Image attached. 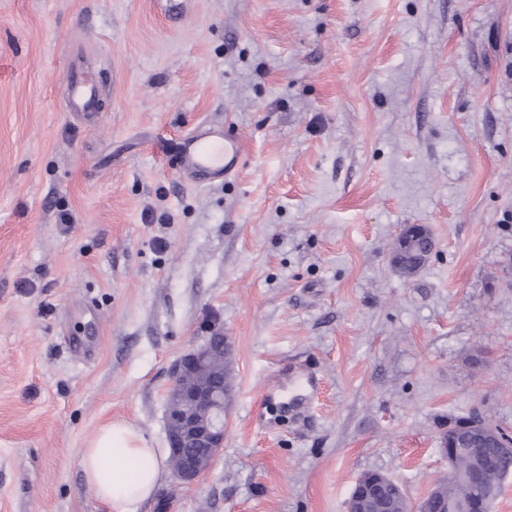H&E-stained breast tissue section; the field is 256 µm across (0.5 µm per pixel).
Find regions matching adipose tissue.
I'll return each instance as SVG.
<instances>
[{"label": "adipose tissue", "mask_w": 512, "mask_h": 512, "mask_svg": "<svg viewBox=\"0 0 512 512\" xmlns=\"http://www.w3.org/2000/svg\"><path fill=\"white\" fill-rule=\"evenodd\" d=\"M83 478L107 512H138L160 486L165 467L156 449L131 424H103L83 448Z\"/></svg>", "instance_id": "1"}]
</instances>
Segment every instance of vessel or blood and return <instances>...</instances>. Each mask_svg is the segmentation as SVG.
Listing matches in <instances>:
<instances>
[{"label":"vessel or blood","mask_w":512,"mask_h":512,"mask_svg":"<svg viewBox=\"0 0 512 512\" xmlns=\"http://www.w3.org/2000/svg\"><path fill=\"white\" fill-rule=\"evenodd\" d=\"M71 102L76 110L90 111L96 97L92 72L70 73L67 77ZM244 154L240 138L225 134L221 125L201 123L176 145L178 167L197 185L225 181L236 175Z\"/></svg>","instance_id":"1"}]
</instances>
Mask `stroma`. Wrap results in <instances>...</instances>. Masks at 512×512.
I'll use <instances>...</instances> for the list:
<instances>
[{
	"instance_id": "1",
	"label": "stroma",
	"mask_w": 512,
	"mask_h": 512,
	"mask_svg": "<svg viewBox=\"0 0 512 512\" xmlns=\"http://www.w3.org/2000/svg\"><path fill=\"white\" fill-rule=\"evenodd\" d=\"M204 121L245 159L199 188ZM214 320L224 448L140 512H346L374 470L415 502L455 420L512 435V0H0V512H106L80 456L115 418L168 457ZM71 102L78 111L90 112L96 97V77L92 72H71L67 77ZM178 167L195 185L225 181L236 175L244 154L240 138L224 126L201 123L176 144ZM407 234L411 238L406 244L399 246L398 253L391 259V264L400 275L411 277L420 271L429 260V258L426 259L417 271L412 272L427 253L423 241L421 239H414L413 236L415 234L421 236L428 235L431 238L432 236L428 226L425 224H408Z\"/></svg>"
}]
</instances>
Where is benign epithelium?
Returning a JSON list of instances; mask_svg holds the SVG:
<instances>
[{"label":"benign epithelium","instance_id":"7a95c632","mask_svg":"<svg viewBox=\"0 0 512 512\" xmlns=\"http://www.w3.org/2000/svg\"><path fill=\"white\" fill-rule=\"evenodd\" d=\"M229 349L224 329L215 326L200 345L174 365L173 383L167 395L166 430L169 461L175 477L184 486L193 485L208 471L224 448V404L229 393L224 388V371ZM474 435L490 437L496 441V447L512 452L511 437L496 434L476 416L462 419L442 439L450 474H458L457 459ZM461 476L474 485L475 493L449 512H491L494 490L483 485L480 468L475 466ZM388 480L387 475L377 471L363 474L347 500V512H395L394 506H384L376 499Z\"/></svg>","mask_w":512,"mask_h":512}]
</instances>
